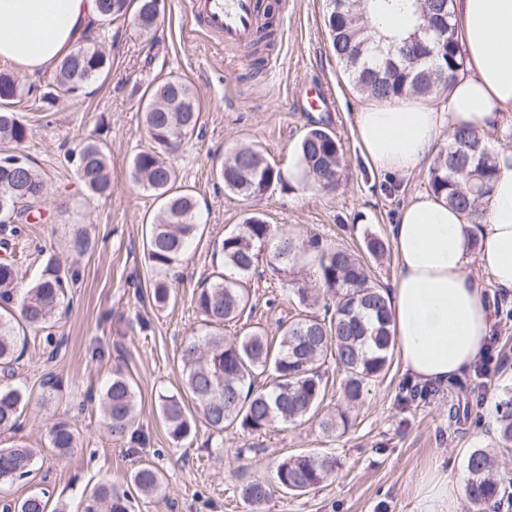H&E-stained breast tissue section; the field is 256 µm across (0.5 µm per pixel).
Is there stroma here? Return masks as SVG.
<instances>
[{
    "label": "stroma",
    "instance_id": "stroma-1",
    "mask_svg": "<svg viewBox=\"0 0 512 512\" xmlns=\"http://www.w3.org/2000/svg\"><path fill=\"white\" fill-rule=\"evenodd\" d=\"M324 10L325 0H288L272 46L278 67L264 78L242 51L195 29L187 0H164L153 35H140L126 21L92 27L110 69L87 86L82 102L60 100L44 112L16 104L30 128L24 150L47 183L42 219L9 241L16 293L24 295L51 260L77 277L50 332H27L9 381L23 391L25 404L18 427L0 433V448L23 445L42 454L34 481L14 483L0 494L4 498L20 500L40 486L51 504L73 508L105 480L129 490L132 472L150 464L165 472L168 488L165 495L139 498L136 512H416L420 477L441 471L466 481L471 449L494 450L498 469L512 472V444H499L496 422L497 405L512 389V319L505 316L512 294L494 288L488 291L496 338L488 373L473 371L464 379L476 389L490 378L494 390L470 400L464 422L448 421L449 409L458 404L455 386L436 385L429 399H410L408 376L397 359L352 409L348 430L337 438L324 434L314 418L260 434L231 427L220 436L201 421L195 434L177 443L162 421L159 394L182 387L180 346L203 328L193 292L220 270L215 244L247 213H259L283 231L315 234L326 244L361 253L366 236L388 239L408 195L426 187L425 173L392 181L367 167L353 135L354 115L367 99L348 84L330 51ZM167 77L186 80L199 96L200 125L172 159L174 188L197 198L199 226L184 259L163 272L150 265L144 248L160 201L133 180L131 163L151 145L142 96ZM312 83L326 88L328 111L305 110V90ZM318 122L342 145L344 175L331 193L308 188L295 176L297 144ZM90 139L106 147L112 177L107 197L86 192L68 160L71 149ZM244 147L282 169L288 187L275 185L249 200L225 191L216 170ZM79 235L87 241L80 254L71 249ZM161 278L172 295L157 308L150 294ZM298 283L314 286L310 265L300 262L279 273L259 266L246 284L248 326L278 335L279 321L302 311L292 293ZM49 334L57 350L47 346ZM118 370L135 386V444L111 436L99 412L98 393ZM50 376L61 391L44 387ZM59 420L80 434L79 447L66 456L52 449L48 437L49 426ZM307 453L337 456L334 477L304 493L272 486L257 508L243 499L244 484L271 479L279 461Z\"/></svg>",
    "mask_w": 512,
    "mask_h": 512
}]
</instances>
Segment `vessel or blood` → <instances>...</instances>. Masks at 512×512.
<instances>
[{
	"label": "vessel or blood",
	"instance_id": "b4317fda",
	"mask_svg": "<svg viewBox=\"0 0 512 512\" xmlns=\"http://www.w3.org/2000/svg\"><path fill=\"white\" fill-rule=\"evenodd\" d=\"M192 20L228 48L254 41L266 18L265 0H189Z\"/></svg>",
	"mask_w": 512,
	"mask_h": 512
}]
</instances>
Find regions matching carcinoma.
<instances>
[{
  "mask_svg": "<svg viewBox=\"0 0 512 512\" xmlns=\"http://www.w3.org/2000/svg\"><path fill=\"white\" fill-rule=\"evenodd\" d=\"M98 0L99 21L112 22L132 15L142 35L154 33L158 18L151 13L152 0ZM396 0H364L354 7L350 0H329L323 16L331 50L348 81L363 95L379 102L423 97L438 98L457 79L463 67L458 24L452 0H409L419 37L400 42L377 36L375 18ZM109 65L106 54L94 45L66 55L56 67L46 91L34 98L38 108L53 106L58 95L78 102L84 88ZM34 93L13 73L0 70V152L24 154L29 128L13 110L18 100ZM144 122L153 148L137 153L131 174L135 181L162 200L157 219L146 238L147 259L161 270L181 261L197 231L195 197L173 191L174 172L164 154L175 151L191 137L200 123L197 91L179 78H168L146 98ZM302 180L311 188L331 192L340 184L343 154L336 135L327 128L309 129L297 145ZM68 161L87 191L103 196L112 191L105 147L84 141L68 153ZM23 170L0 165V229L20 236L30 219L41 217L46 201V182L30 158ZM224 189L247 199L264 195L274 185H287L283 171L269 164L256 150H236L219 169ZM497 176L494 154L484 134L457 127L448 134L427 171V187L436 198L464 215L470 224L483 220V203ZM224 270L206 281L195 295V307L207 330L186 339L181 346L183 393L199 407L207 424L217 433L234 425L248 433H260L276 422L296 423L317 413L327 386L323 366L333 361L343 377L339 384L345 409L325 414L319 423L326 434L343 433L350 423L348 410L360 404L371 383L385 375L392 364L395 337L387 289L372 279L364 259L353 251L327 246L316 235L297 236L277 230L258 213L247 214L237 229L217 244ZM275 272L300 260L311 262L321 310L278 323L280 336L272 343L260 330L244 331L232 339L224 326L237 324L249 304L243 281L260 260ZM50 261L26 294L15 297L16 271L8 260L0 261V373L13 375L20 358L16 327L45 329L59 310L69 281ZM171 288L165 281L153 285L151 300L165 306ZM267 375L260 387L255 381ZM183 393L162 394L159 408L173 441L192 434L196 420L188 413ZM24 393L0 388V431L12 430L21 417ZM99 408L109 433L118 438L132 431L137 398L132 381L116 373L99 393ZM499 437L512 443V399L501 403ZM51 447L67 455L78 447V434L64 421L49 428ZM38 452L25 446L0 448V487L28 480L36 470ZM339 465L333 455L305 454L283 459L273 469L272 480L281 488L306 492L330 480ZM466 493L475 512L497 502L502 478L486 448L472 449L466 459ZM137 495L149 498L162 493L165 476L150 464L130 477ZM269 484L254 480L242 487L243 498L254 506L264 504ZM49 496L34 491L22 500L4 503L10 512H48ZM132 495L110 483L99 484L81 503L80 512H131Z\"/></svg>",
  "mask_w": 512,
  "mask_h": 512,
  "instance_id": "carcinoma-1",
  "label": "carcinoma"
}]
</instances>
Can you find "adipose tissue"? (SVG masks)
<instances>
[{"mask_svg":"<svg viewBox=\"0 0 512 512\" xmlns=\"http://www.w3.org/2000/svg\"><path fill=\"white\" fill-rule=\"evenodd\" d=\"M467 67L431 101L369 103L353 133L374 171L408 177L429 167L444 129L486 131L512 118V0H454ZM99 17L97 0H0V59L36 72L53 68ZM482 223L431 193H414L389 227L397 274L389 291L392 330L405 373L422 384L460 381L485 353L492 309L487 288L512 291V152ZM464 489L444 473L419 487L417 512H462Z\"/></svg>","mask_w":512,"mask_h":512,"instance_id":"obj_1","label":"adipose tissue"}]
</instances>
